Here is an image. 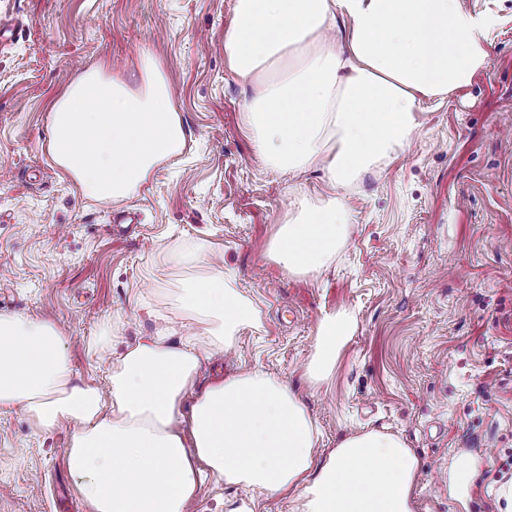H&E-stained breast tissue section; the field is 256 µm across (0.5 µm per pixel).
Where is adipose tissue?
Here are the masks:
<instances>
[{
  "mask_svg": "<svg viewBox=\"0 0 512 512\" xmlns=\"http://www.w3.org/2000/svg\"><path fill=\"white\" fill-rule=\"evenodd\" d=\"M340 19L350 24L342 45L326 36ZM491 26L460 0H235L224 49L230 70L251 84L245 131L269 168L320 169L334 189L294 200L269 248L274 262L293 275L327 268L348 233L344 191L397 158L423 100H446L488 68ZM184 138L149 51L131 78L81 74L54 102L48 128L54 161L98 201L129 198ZM165 263L187 274L179 309L204 326L211 348H233L256 316L253 303L204 247ZM355 330L345 311L321 320L313 381L328 377ZM167 335L157 328L129 348L102 387L75 380L53 322L0 314V409L23 407L40 430L72 422L68 464L94 512H186L207 475L297 490L298 512H415L420 466L400 437L352 435L316 463L314 423L287 382L253 370L196 390L198 350L168 345Z\"/></svg>",
  "mask_w": 512,
  "mask_h": 512,
  "instance_id": "1",
  "label": "adipose tissue"
}]
</instances>
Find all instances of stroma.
Instances as JSON below:
<instances>
[{"label": "stroma", "instance_id": "35a3bbf8", "mask_svg": "<svg viewBox=\"0 0 512 512\" xmlns=\"http://www.w3.org/2000/svg\"><path fill=\"white\" fill-rule=\"evenodd\" d=\"M493 13L490 68L420 126L390 165L345 193L346 241L329 268L288 275L268 256L293 200L327 191L322 172L264 166L245 132L247 80L224 35L235 0H0V314L56 322L77 380L104 383L156 323L169 341L203 327L175 307L164 252L200 243L223 257L259 311L232 354L203 359L198 388L238 369L288 381L328 454L343 438L401 437L420 461L417 512H505L512 455V0ZM161 60L186 133L181 155L132 197L100 202L51 160L50 108L76 76H124L142 50ZM356 330L327 383L307 375L325 314ZM110 329L112 344L97 339ZM72 427L0 411V512H92L69 468ZM187 512H294L290 497L204 479Z\"/></svg>", "mask_w": 512, "mask_h": 512}]
</instances>
